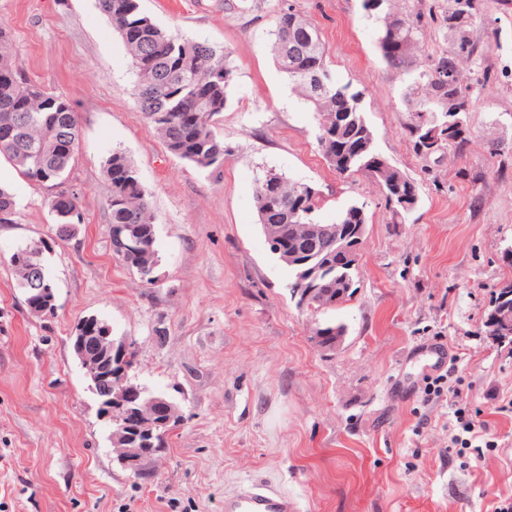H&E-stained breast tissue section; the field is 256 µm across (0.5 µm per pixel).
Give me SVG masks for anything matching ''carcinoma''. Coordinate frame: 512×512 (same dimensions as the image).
Instances as JSON below:
<instances>
[{"instance_id": "obj_1", "label": "carcinoma", "mask_w": 512, "mask_h": 512, "mask_svg": "<svg viewBox=\"0 0 512 512\" xmlns=\"http://www.w3.org/2000/svg\"><path fill=\"white\" fill-rule=\"evenodd\" d=\"M364 9L381 25L379 45L383 58L393 68L413 75L417 109L408 134L415 151H420L421 113L443 117L465 106L472 111L470 98L463 90L462 63L478 55L480 48L470 37L477 15L478 0H448V14L443 22L454 40L453 49L436 60H423L415 39L421 17L392 10V0H363ZM102 14L125 42L132 59L137 82L135 95L140 112L149 126L158 132L167 151L174 157L201 171H215L224 166V141L213 131V124L227 107L229 90L235 70L230 64V51L207 42L183 39L158 26L142 11L138 0H97ZM275 59L280 70L294 84L298 95L317 114V143L328 164L348 176L362 173L381 187L385 204L392 214L403 220L418 202L419 188L414 179L390 162H380L372 131L362 109L364 92L342 85L327 64V51L317 30L293 10H281L272 31ZM311 68L324 77L318 91L301 78V71ZM80 141V130L73 104L22 75L15 63L11 41L0 29V155H4L31 184L50 188L63 183L74 161ZM111 186L109 197V228L123 227L124 236L134 247L118 250L115 237H110L112 253L129 270L152 285L158 265L155 217L137 169L128 157L112 152L104 162ZM47 203L54 216L55 235L66 240L74 235L73 211H80L78 197L68 193L66 199L52 194ZM320 194H311L302 184L277 175V184L267 189L259 181L255 207L261 224H279L280 238L269 245L270 252L282 259L293 255L286 265L288 288L302 286L313 289L304 307L314 312L334 309L352 299L358 290L359 265L343 271V277L354 283H336V237L320 238L313 229L320 225L317 211ZM363 205L352 203L340 212L338 224H359L367 221L361 215ZM15 200L10 189L0 187V224L15 223ZM41 253L31 258L26 247L17 248L10 264L23 290L29 312L36 311L32 288V264L45 266ZM500 289L496 304L485 322L486 333L501 342L491 325L495 314L509 308L512 294ZM76 335L85 337L83 360L96 365L112 355L111 345L117 341L111 326L102 319L95 322L82 317L75 324ZM115 379L99 378L95 395L99 402L110 401L112 419V451L135 474H145L144 465L166 447L167 435L139 432L144 422L162 411L172 419L170 430L183 422L179 407L161 408L158 394L141 383L130 380L140 393L113 399Z\"/></svg>"}]
</instances>
